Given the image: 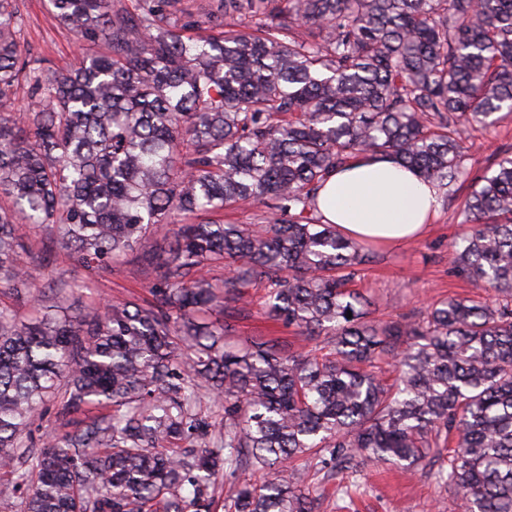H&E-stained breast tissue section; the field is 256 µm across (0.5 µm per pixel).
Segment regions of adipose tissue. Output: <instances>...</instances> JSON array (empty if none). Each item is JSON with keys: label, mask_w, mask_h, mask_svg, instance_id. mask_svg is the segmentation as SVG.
<instances>
[{"label": "adipose tissue", "mask_w": 512, "mask_h": 512, "mask_svg": "<svg viewBox=\"0 0 512 512\" xmlns=\"http://www.w3.org/2000/svg\"><path fill=\"white\" fill-rule=\"evenodd\" d=\"M438 189L395 160L363 154L337 170L318 191L324 223L360 241L397 246L422 235Z\"/></svg>", "instance_id": "adipose-tissue-1"}]
</instances>
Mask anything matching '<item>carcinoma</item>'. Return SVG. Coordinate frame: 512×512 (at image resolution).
Segmentation results:
<instances>
[{
	"instance_id": "cac0c4a2",
	"label": "carcinoma",
	"mask_w": 512,
	"mask_h": 512,
	"mask_svg": "<svg viewBox=\"0 0 512 512\" xmlns=\"http://www.w3.org/2000/svg\"><path fill=\"white\" fill-rule=\"evenodd\" d=\"M48 5L94 48L63 72L34 65L16 0H0V288H37L26 226L92 270L151 232L169 242L144 305L77 318L58 302L28 322L0 307V468L24 512H213L225 476L228 512H315L294 460L412 471L443 448L436 479L464 512H512V151L477 179L449 247L492 301L378 322L346 288L372 253L316 207L363 153L441 188L467 175L462 126L512 112V0ZM21 83L39 100L14 117ZM244 205L264 207L256 223L220 219ZM259 284L313 349L225 342L218 316ZM61 388L64 417L112 413L24 443ZM203 395L224 404L218 431ZM189 432L199 447H170Z\"/></svg>"
}]
</instances>
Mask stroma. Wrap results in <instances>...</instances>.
<instances>
[{
  "instance_id": "35a3bbf8",
  "label": "stroma",
  "mask_w": 512,
  "mask_h": 512,
  "mask_svg": "<svg viewBox=\"0 0 512 512\" xmlns=\"http://www.w3.org/2000/svg\"><path fill=\"white\" fill-rule=\"evenodd\" d=\"M17 7L24 21L19 39L22 53L52 69L73 67L82 44L58 24L47 0H17ZM467 132L471 177L482 175L502 150H512V115L504 117L495 129L484 131L474 125ZM468 192L469 185L463 181L440 190L438 215L423 237L396 248L373 246L372 262L363 267L352 287L369 300L375 318L418 320L430 304L445 298H487V291L456 276L448 260L450 244L463 231L460 211ZM141 252H128L108 270L98 272L60 249L45 257L35 235L26 260L42 287L66 281L73 292L64 303L71 315L83 316L107 301L149 298L156 269L142 261ZM265 301V286L250 289L246 305L230 320L231 340L278 336L303 346V338L294 329L268 318ZM434 472L429 462L412 475L375 463L329 471L319 484L316 512H462L460 499L452 489L437 483Z\"/></svg>"
}]
</instances>
